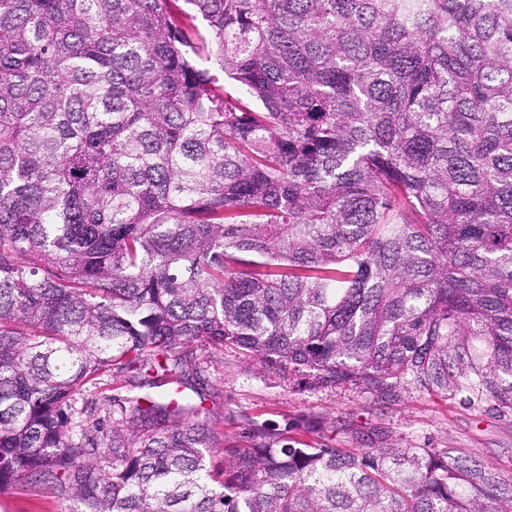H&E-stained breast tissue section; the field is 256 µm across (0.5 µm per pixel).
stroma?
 <instances>
[{"label": "stroma", "instance_id": "35a3bbf8", "mask_svg": "<svg viewBox=\"0 0 512 512\" xmlns=\"http://www.w3.org/2000/svg\"><path fill=\"white\" fill-rule=\"evenodd\" d=\"M200 358L208 365V384L193 402L202 420L222 432L224 445L244 446L240 429L229 419L245 411L310 439L330 437L339 448H374L383 441L404 448H458L512 478V408L473 400L464 391L403 383L385 395L351 387H300L230 347L203 350ZM162 374L158 368L134 378L117 376L108 385L87 387L85 396L97 401L99 417L109 423L112 398L149 394ZM0 512H69V504L20 484L0 495Z\"/></svg>", "mask_w": 512, "mask_h": 512}]
</instances>
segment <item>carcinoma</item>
I'll return each mask as SVG.
<instances>
[{
	"label": "carcinoma",
	"instance_id": "1",
	"mask_svg": "<svg viewBox=\"0 0 512 512\" xmlns=\"http://www.w3.org/2000/svg\"><path fill=\"white\" fill-rule=\"evenodd\" d=\"M0 0V493L70 512H512L457 448L89 385L230 346L512 408V0ZM203 26H198L196 21ZM110 448L103 455L100 449ZM162 374L163 370L156 365L155 371L151 370L149 373L142 371L141 374H135L137 376L135 379L127 375L117 376L112 377V381L108 382L111 384L107 386H89L84 395L89 400L97 401L99 407L97 417L104 419V422L108 424L113 420V403L106 401L107 399L112 400V397L122 399L128 396H144L153 393L156 389L151 388L148 383L163 377ZM24 485L23 480L14 489L0 495V512H69V502L44 498Z\"/></svg>",
	"mask_w": 512,
	"mask_h": 512
}]
</instances>
